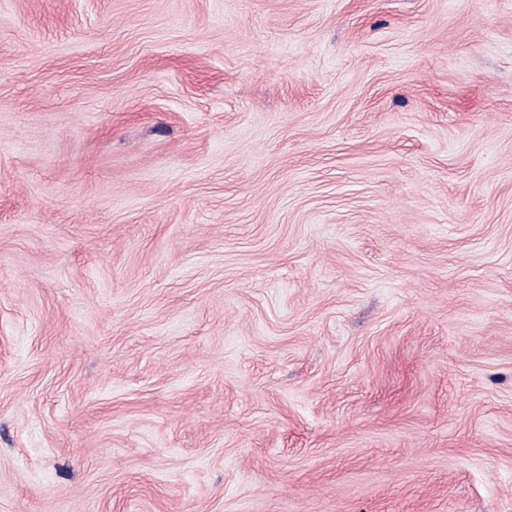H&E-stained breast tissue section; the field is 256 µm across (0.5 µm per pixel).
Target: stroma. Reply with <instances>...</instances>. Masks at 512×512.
Returning a JSON list of instances; mask_svg holds the SVG:
<instances>
[{
    "label": "stroma",
    "mask_w": 512,
    "mask_h": 512,
    "mask_svg": "<svg viewBox=\"0 0 512 512\" xmlns=\"http://www.w3.org/2000/svg\"><path fill=\"white\" fill-rule=\"evenodd\" d=\"M0 512H512V0H0Z\"/></svg>",
    "instance_id": "1"
}]
</instances>
